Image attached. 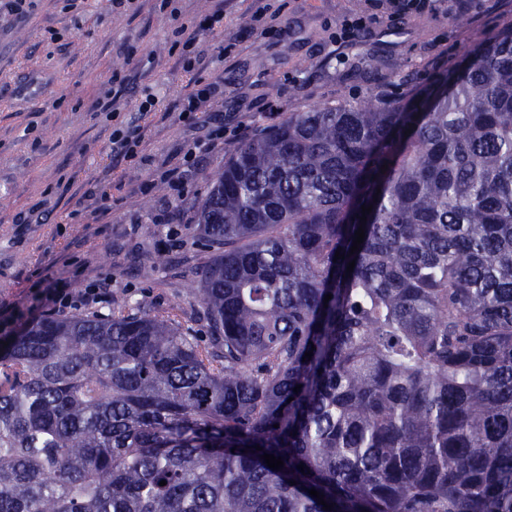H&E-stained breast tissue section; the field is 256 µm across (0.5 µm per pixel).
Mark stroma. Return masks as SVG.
I'll return each instance as SVG.
<instances>
[{
  "instance_id": "1",
  "label": "stroma",
  "mask_w": 512,
  "mask_h": 512,
  "mask_svg": "<svg viewBox=\"0 0 512 512\" xmlns=\"http://www.w3.org/2000/svg\"><path fill=\"white\" fill-rule=\"evenodd\" d=\"M282 24L251 25L253 0H224V33L204 42L211 66L183 69L173 30L212 0H26V12L0 9V339L45 316L47 289L78 294L107 285L111 309L125 297L151 314L196 326L191 288L210 258L197 238L208 192L204 172L258 130L291 112L394 96L384 74L413 73L428 84L512 21V0H437L433 10L391 21L387 0H272ZM366 18L348 46L345 22ZM125 75L114 85L113 72ZM220 81L203 112L182 101ZM155 105L140 109L143 89ZM112 98L113 109L99 104ZM243 126L198 163L189 146L216 122ZM139 125L135 157L119 154L113 130ZM183 176L173 187L166 174ZM166 256L164 268L153 261Z\"/></svg>"
}]
</instances>
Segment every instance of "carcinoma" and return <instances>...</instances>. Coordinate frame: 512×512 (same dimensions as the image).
Here are the masks:
<instances>
[{"label": "carcinoma", "mask_w": 512, "mask_h": 512, "mask_svg": "<svg viewBox=\"0 0 512 512\" xmlns=\"http://www.w3.org/2000/svg\"><path fill=\"white\" fill-rule=\"evenodd\" d=\"M205 179L206 342L118 298L0 344V512H512V26Z\"/></svg>", "instance_id": "carcinoma-1"}]
</instances>
